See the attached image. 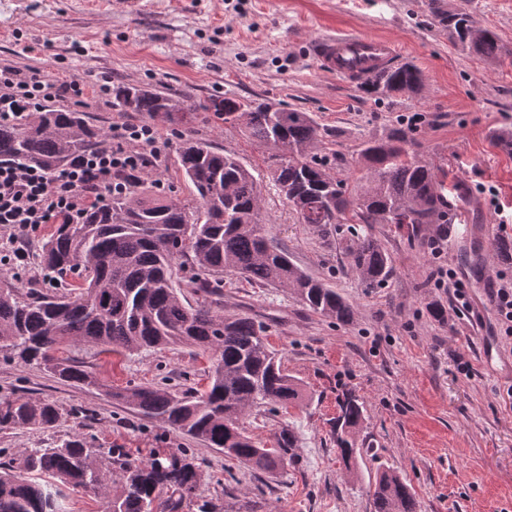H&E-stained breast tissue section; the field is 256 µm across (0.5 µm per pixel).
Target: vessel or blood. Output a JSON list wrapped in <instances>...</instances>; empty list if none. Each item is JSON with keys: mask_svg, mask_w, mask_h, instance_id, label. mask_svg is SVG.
Masks as SVG:
<instances>
[{"mask_svg": "<svg viewBox=\"0 0 512 512\" xmlns=\"http://www.w3.org/2000/svg\"><path fill=\"white\" fill-rule=\"evenodd\" d=\"M311 54L328 74L359 84L399 61L395 41L357 31H340L314 39Z\"/></svg>", "mask_w": 512, "mask_h": 512, "instance_id": "obj_1", "label": "vessel or blood"}]
</instances>
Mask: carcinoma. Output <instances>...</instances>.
<instances>
[{
    "label": "carcinoma",
    "mask_w": 512,
    "mask_h": 512,
    "mask_svg": "<svg viewBox=\"0 0 512 512\" xmlns=\"http://www.w3.org/2000/svg\"><path fill=\"white\" fill-rule=\"evenodd\" d=\"M448 30L458 46L490 61L503 55L495 32L474 24L469 14L450 13ZM422 72L405 63L364 86L372 96L419 93ZM112 106L147 118L158 114L186 122L192 105L176 95L145 86L112 88ZM204 110L226 124L241 123L257 143L280 150L264 158L268 177L301 224L328 235L338 224H361L347 246L350 265L362 285L388 278L392 263L373 224L413 235L424 224L448 223L445 181L434 164L408 153L400 131L366 142L357 163L365 182L349 185L331 174L314 149L327 132L306 112L272 111L266 102L214 96ZM105 131L87 113L53 108L0 122V163L56 172L98 150ZM178 170L192 198L180 200L148 188H133L90 210L79 224H60L40 246L45 278L62 283L47 294L37 288L20 294L0 286V352L24 367H36L80 387H95L93 375L55 351L64 343H93L104 353L136 354L184 344L213 352L207 385L179 393L162 386H136L110 393L137 414L199 439L254 470L283 474L294 463L296 437L281 429L276 447L264 448L242 426L247 408H285L305 400L301 384L285 372L269 348L262 326L246 316L224 317L220 302H190L175 269L186 264L201 275L193 287L207 295L224 285V273L253 284L291 291L312 311L340 322L352 305L331 285L297 267L265 231L258 179L231 152L199 139L184 140ZM336 419L338 454L346 468L365 449L354 434L363 404L343 395ZM58 409L22 396L0 400V429H48ZM119 490L112 491V468ZM200 463L187 448L129 461L120 451L107 455L74 435L19 460L0 463V512H67L68 489L103 499L104 512H217L198 494ZM373 512H417L415 495L396 473L377 474Z\"/></svg>",
    "instance_id": "obj_1"
}]
</instances>
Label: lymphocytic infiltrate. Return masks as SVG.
<instances>
[{"label":"lymphocytic infiltrate","instance_id":"1","mask_svg":"<svg viewBox=\"0 0 512 512\" xmlns=\"http://www.w3.org/2000/svg\"><path fill=\"white\" fill-rule=\"evenodd\" d=\"M85 84L48 79L34 68L0 64V120L56 98H81ZM160 120L113 124L106 146L70 168L46 173L36 167L0 163V238L14 244L17 232L44 224L80 223L107 195L123 193L150 175L168 140Z\"/></svg>","mask_w":512,"mask_h":512}]
</instances>
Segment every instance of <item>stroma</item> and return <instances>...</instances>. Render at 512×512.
<instances>
[{
  "instance_id": "1",
  "label": "stroma",
  "mask_w": 512,
  "mask_h": 512,
  "mask_svg": "<svg viewBox=\"0 0 512 512\" xmlns=\"http://www.w3.org/2000/svg\"><path fill=\"white\" fill-rule=\"evenodd\" d=\"M459 9L494 30L509 56L493 63L457 49L441 19ZM339 29L398 41L404 61L423 74V92L374 99L361 86L324 75L308 46ZM1 61L47 77L64 68L90 86L137 84L186 96L194 119L164 124L169 144L157 174L182 200L191 195L176 170L185 134L264 170V146L250 141L242 126L201 111L215 94L309 113L328 132L317 156L348 183L363 175L355 159L366 141L404 131L408 151L446 173L461 197L448 214L466 231L437 256L429 244L438 225L417 239L374 225L393 274L368 288L346 254L353 225L321 237L298 223L274 187L263 186L268 233L295 265L334 286L354 308L353 319L342 323L309 310L294 293L224 276L225 315L263 324L270 347L308 394L288 409L252 410L243 420L247 433L267 447L282 427L293 429L298 461L282 476L252 470L113 403L111 391L129 386L164 383L179 392L205 386L212 354L182 345L132 357L102 353L91 343L62 346L60 356L96 376V389L0 356V398L26 394L61 413L43 432L0 429L1 455L18 459L67 435L123 449L138 461L189 448L203 462L202 496L224 512H238L248 501L257 512H373L375 476L384 469L411 486L419 512H512V405L502 399L512 386V337L494 326L495 359L488 364L477 313L449 321L431 313L432 306L453 304L452 292L434 285L438 266L455 269L478 302L487 279L512 281V227L500 229L494 214L498 205L512 213V150L497 140L501 130L512 129V0H0ZM63 105L106 129L140 120L114 109L108 94ZM416 113L423 120L414 127L409 119ZM482 185L496 186L497 198L480 194ZM53 230L45 224L27 234L24 260L0 262V280L23 291L43 288L36 249ZM347 391L364 404L356 439L368 449L350 472L332 428Z\"/></svg>"
}]
</instances>
